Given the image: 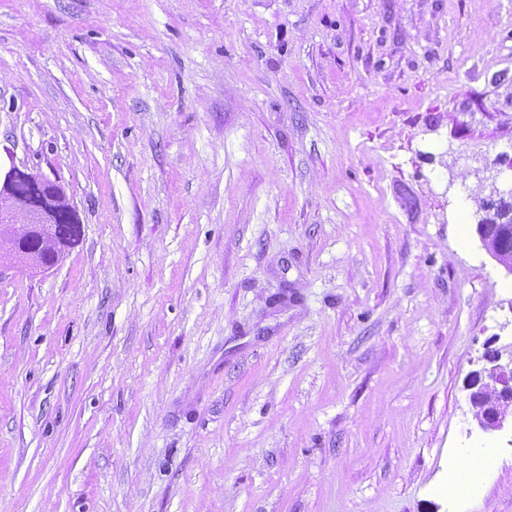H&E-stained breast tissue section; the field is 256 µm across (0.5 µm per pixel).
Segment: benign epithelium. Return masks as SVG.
I'll return each mask as SVG.
<instances>
[{
    "mask_svg": "<svg viewBox=\"0 0 512 512\" xmlns=\"http://www.w3.org/2000/svg\"><path fill=\"white\" fill-rule=\"evenodd\" d=\"M18 175L41 184L50 179L17 166L11 167L0 180V265L22 264L34 271H46L49 266L24 249L25 240L49 229V210L15 199L10 185ZM512 201V187L498 193V200L482 206L485 215L476 225L477 234L489 254L512 274V252L501 242L512 241V210L502 209L499 204ZM487 366L475 370L468 379L469 400L476 409L475 418L485 431L503 428L512 411V359L501 363V357L493 350L485 354Z\"/></svg>",
    "mask_w": 512,
    "mask_h": 512,
    "instance_id": "obj_1",
    "label": "benign epithelium"
}]
</instances>
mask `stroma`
Masks as SVG:
<instances>
[{"instance_id": "obj_1", "label": "stroma", "mask_w": 512, "mask_h": 512, "mask_svg": "<svg viewBox=\"0 0 512 512\" xmlns=\"http://www.w3.org/2000/svg\"><path fill=\"white\" fill-rule=\"evenodd\" d=\"M0 512H512L476 232L512 180V0H0ZM17 175L28 180L41 183H56L49 178L35 173L27 167L12 166L4 175L3 181L0 175V267L8 262L10 264H22L34 271H46L53 266L43 265L39 258L24 249V242L38 233L49 229V210L36 207L28 202L15 199L10 193L11 182ZM24 178H18L12 187L14 195L35 202H42L55 189L64 190L62 186L38 187ZM20 224V225H18ZM52 230L57 243L64 249L74 247L82 235L79 216L73 212H60L53 220ZM485 360L490 366L473 371L467 386L478 425L488 432L503 428L509 410L512 424V357L503 364L499 354L490 350Z\"/></svg>"}]
</instances>
